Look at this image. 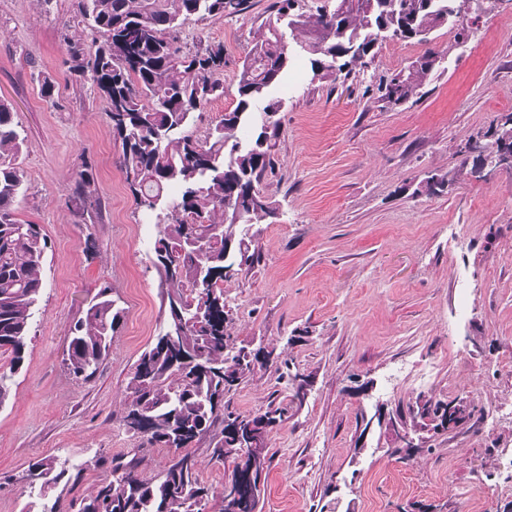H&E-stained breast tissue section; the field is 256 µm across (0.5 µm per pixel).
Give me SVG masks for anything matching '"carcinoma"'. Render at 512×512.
<instances>
[{
    "mask_svg": "<svg viewBox=\"0 0 512 512\" xmlns=\"http://www.w3.org/2000/svg\"><path fill=\"white\" fill-rule=\"evenodd\" d=\"M244 0H76L77 16L99 35L87 47L62 27L60 40L69 46L66 59L75 80H90L106 105L113 136L121 142L120 167L134 174L127 182L137 205L156 212L159 234L155 266L169 289L164 298L168 330L138 359L127 384L132 393L122 417L126 431L173 456L154 477L138 472L135 457L112 460L110 476L90 492L73 498L69 512H201L209 490L199 479L190 448L210 438L212 457L232 465L224 483V512H258L271 463L268 443L248 449L224 423L235 415L224 396L269 359L234 353L236 340L226 326L224 269L236 266L246 276L259 262L252 248L255 225L276 215V207L260 191L274 165L276 131L253 124V107L278 112L283 101L272 91L292 65L293 52L309 59L313 78L336 81L348 67L373 60L379 37L425 43L438 26L460 13L459 0H336L331 11L302 12L300 0H277L263 19L238 74L236 107L216 122L209 136L197 140L184 133L191 114L224 95V44L207 43L185 52L177 29L184 23L241 11ZM293 34L288 42L286 33ZM442 56L429 50L406 75L380 82L381 101L398 105L418 95ZM494 142L469 141L466 152L484 151L512 140V122H498ZM252 129L246 145L235 132ZM23 139L13 121L11 103L0 99V350L11 353L10 374L0 375V405L6 400L10 375L22 365L25 343L44 285L46 239L37 224L15 218L25 194V173L17 163ZM94 179L83 170L68 203L85 210ZM171 185L180 197L164 212L159 202ZM179 269L170 275V266ZM124 309L105 286L90 302L85 316L71 328L65 364L71 374L91 379L112 353V338ZM412 428L448 430V403L425 399L409 410ZM69 471L68 462L44 458L25 475L30 487L55 485Z\"/></svg>",
    "mask_w": 512,
    "mask_h": 512,
    "instance_id": "obj_1",
    "label": "carcinoma"
}]
</instances>
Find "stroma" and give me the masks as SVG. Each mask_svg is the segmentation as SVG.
Masks as SVG:
<instances>
[{
    "label": "stroma",
    "instance_id": "1",
    "mask_svg": "<svg viewBox=\"0 0 512 512\" xmlns=\"http://www.w3.org/2000/svg\"><path fill=\"white\" fill-rule=\"evenodd\" d=\"M275 2L245 0L179 29L185 49L224 45V94L195 112L193 136L235 108L238 69ZM66 25L92 41L73 0H0V98L24 139L15 216L48 241L24 362L0 404V512L67 504L115 458L141 454L146 478L170 458L122 424L129 376L164 328L159 227L127 188L91 81L64 63ZM429 49L444 54L443 72L402 104L380 102V78ZM276 95L275 166L261 190L277 215L259 227L260 263L224 285L238 345L272 361L228 393L230 409L284 411L269 435L261 512H512V171L475 178L459 152L512 112V0H468L426 45L380 40L375 59L337 84L296 60ZM87 164L96 192L79 216L68 198ZM433 174L446 183L430 194ZM105 285L125 314L111 359L84 381L64 364L70 328ZM421 396L466 401L476 415L416 431L415 448L394 453L383 418ZM193 452L204 512H220L224 467L208 441ZM45 457L68 460L70 479L28 489L25 472Z\"/></svg>",
    "mask_w": 512,
    "mask_h": 512
}]
</instances>
